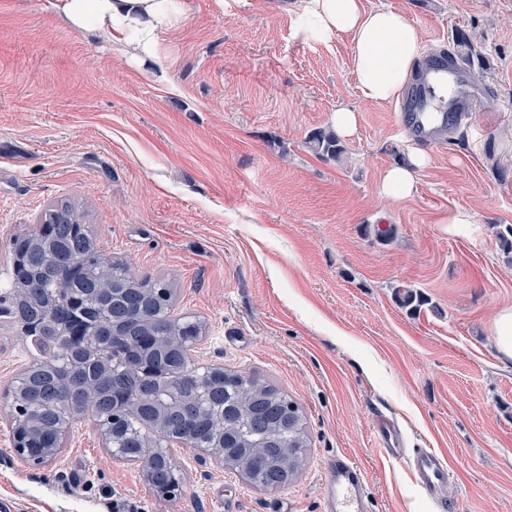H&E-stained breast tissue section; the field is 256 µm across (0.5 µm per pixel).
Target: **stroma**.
Wrapping results in <instances>:
<instances>
[{"mask_svg":"<svg viewBox=\"0 0 512 512\" xmlns=\"http://www.w3.org/2000/svg\"><path fill=\"white\" fill-rule=\"evenodd\" d=\"M367 2L402 10L425 53L483 73L488 109L420 145L397 105L360 98L348 37L305 39L286 0H179L148 63L49 0H0V264L70 201L106 258L169 283L175 314L204 323L198 364L288 395L308 437L276 489L171 442L182 487L162 499L84 422L56 463L22 464L0 413V512H323L339 455L362 469L369 512H438L381 451L380 415L407 447L447 456L449 512H512V359L492 330L512 308V0ZM344 106L358 123L342 159L315 155L308 137ZM415 150L428 161L413 196L384 197V171ZM452 210L471 223L444 224ZM401 286L417 311L394 301ZM32 361L0 329V396Z\"/></svg>","mask_w":512,"mask_h":512,"instance_id":"obj_1","label":"stroma"}]
</instances>
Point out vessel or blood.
<instances>
[{
  "mask_svg": "<svg viewBox=\"0 0 512 512\" xmlns=\"http://www.w3.org/2000/svg\"><path fill=\"white\" fill-rule=\"evenodd\" d=\"M487 101L484 89L466 76L463 61L438 57L431 60L422 77L411 83L399 110L402 127L416 139L434 143L459 128L470 113ZM380 447L391 459L407 463L414 483L435 503H443L449 462L432 448H408L390 422L378 426ZM325 512H368L370 492L361 469L345 456L324 466Z\"/></svg>",
  "mask_w": 512,
  "mask_h": 512,
  "instance_id": "1",
  "label": "vessel or blood"
}]
</instances>
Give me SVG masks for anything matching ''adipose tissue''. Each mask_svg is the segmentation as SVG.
Returning <instances> with one entry per match:
<instances>
[{
	"label": "adipose tissue",
	"mask_w": 512,
	"mask_h": 512,
	"mask_svg": "<svg viewBox=\"0 0 512 512\" xmlns=\"http://www.w3.org/2000/svg\"><path fill=\"white\" fill-rule=\"evenodd\" d=\"M56 15L77 31L105 38L113 51L142 61L155 56L159 35L180 19L176 0H50ZM297 13L319 37L346 35L362 99L400 101L422 52L418 27L389 5L364 0H298Z\"/></svg>",
	"instance_id": "1"
}]
</instances>
